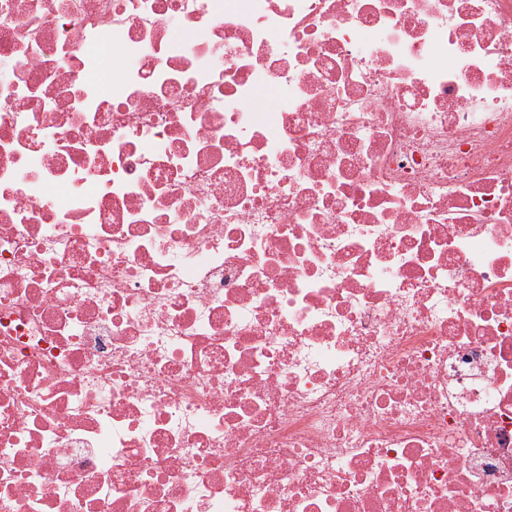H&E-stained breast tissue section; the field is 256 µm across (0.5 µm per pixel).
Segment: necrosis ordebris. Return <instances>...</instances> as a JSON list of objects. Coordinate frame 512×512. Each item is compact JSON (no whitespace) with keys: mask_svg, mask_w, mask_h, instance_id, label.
Returning <instances> with one entry per match:
<instances>
[{"mask_svg":"<svg viewBox=\"0 0 512 512\" xmlns=\"http://www.w3.org/2000/svg\"><path fill=\"white\" fill-rule=\"evenodd\" d=\"M0 512H512V0H0Z\"/></svg>","mask_w":512,"mask_h":512,"instance_id":"obj_1","label":"necrosis or debris"}]
</instances>
